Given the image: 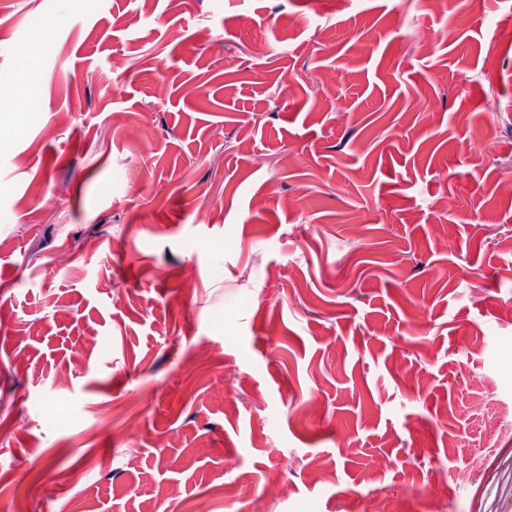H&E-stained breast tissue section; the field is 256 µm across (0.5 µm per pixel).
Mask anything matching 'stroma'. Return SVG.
Returning a JSON list of instances; mask_svg holds the SVG:
<instances>
[{
    "mask_svg": "<svg viewBox=\"0 0 512 512\" xmlns=\"http://www.w3.org/2000/svg\"><path fill=\"white\" fill-rule=\"evenodd\" d=\"M1 100L0 512H512V0H0Z\"/></svg>",
    "mask_w": 512,
    "mask_h": 512,
    "instance_id": "obj_1",
    "label": "stroma"
}]
</instances>
